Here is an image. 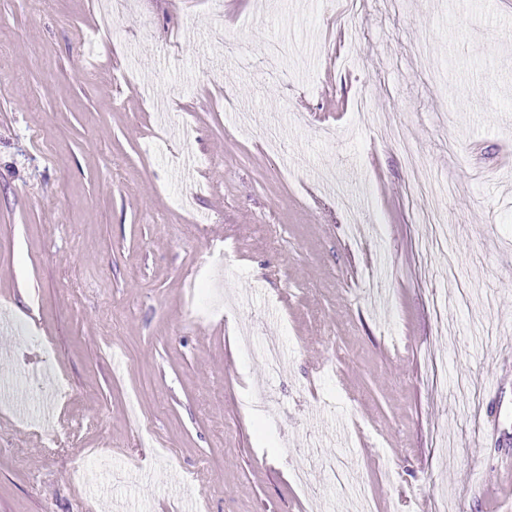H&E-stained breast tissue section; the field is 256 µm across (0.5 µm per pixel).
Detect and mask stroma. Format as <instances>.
<instances>
[{
    "instance_id": "1",
    "label": "stroma",
    "mask_w": 512,
    "mask_h": 512,
    "mask_svg": "<svg viewBox=\"0 0 512 512\" xmlns=\"http://www.w3.org/2000/svg\"><path fill=\"white\" fill-rule=\"evenodd\" d=\"M97 21L0 0V374L65 382L55 441L0 406V512H512V0H360L355 46L321 0ZM272 41L284 81L236 69ZM359 112V117L363 122L370 124L377 132H379L385 138L396 141L399 137L398 132L391 127L380 115L377 113H372L367 109L363 101H360L359 108L357 109Z\"/></svg>"
}]
</instances>
